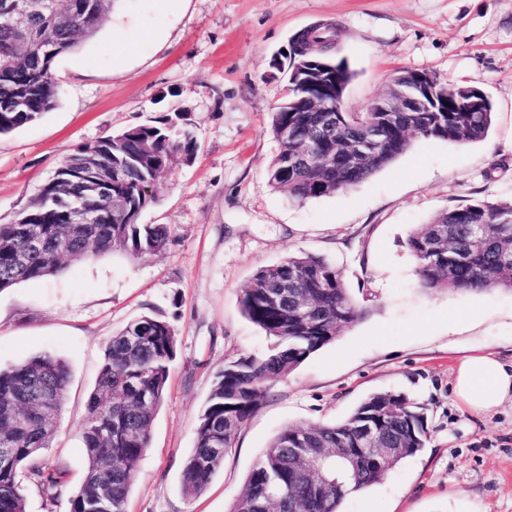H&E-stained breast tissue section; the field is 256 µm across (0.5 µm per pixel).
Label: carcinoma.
<instances>
[{
    "mask_svg": "<svg viewBox=\"0 0 512 512\" xmlns=\"http://www.w3.org/2000/svg\"><path fill=\"white\" fill-rule=\"evenodd\" d=\"M82 2L85 6L66 14L63 22L31 16L24 52L19 50L15 23L0 16V135L35 122L57 105L59 88L52 79L56 60L93 38L112 13L113 0ZM325 33L319 27L308 30L324 59L333 62L324 77L327 90L291 83L288 100L273 112L271 130L278 142L268 169L273 186L288 189L298 201L330 196L392 163L415 138L466 145L486 137L494 116L491 100H486L484 111H472L467 95L452 83L446 84V112H343L339 123H327L322 113L311 111L313 102L334 103L336 86L347 87L353 74L345 62L327 55L335 39ZM14 96L27 100L28 111L14 112L6 105ZM371 119L381 127L380 157L346 161L349 142ZM189 126V114L180 111L79 147L55 171L58 181H47L16 223L0 224V290L59 276L71 262L116 252L140 258L166 250L171 241L168 225L142 224L138 216H114L110 224L62 223L55 190L77 180L82 156L94 151L103 165H121L119 187L142 213L159 202L157 194L142 197L140 186L156 177L160 165L171 167L172 156L187 164L195 159L198 142ZM304 152L314 160L303 163ZM31 224L40 231V249L29 247ZM407 247L423 289L512 290V202L483 201L441 212L413 228ZM282 283L290 285L288 298L275 303L271 296ZM240 305L271 344L263 356L231 360L214 375L195 424V446L182 468V490L190 498L206 492L237 431L270 386L364 314L341 272L324 258L302 252L259 268L243 289ZM176 350L173 326L149 315L130 321L106 343L80 425L84 477L71 498V512H126ZM69 378L66 363L49 353L0 367V449H10L9 459L0 462V512H26L22 475L48 496L66 484L67 471L46 456L56 420L41 418L24 399V391L31 381L42 380L61 409ZM370 428L385 447L395 449L392 457L378 459L365 447ZM427 440L422 407L402 393L372 394L339 423L285 427L249 473L232 512H340L349 494L379 482L400 461L421 452ZM352 443L362 448L355 467L343 465L334 454V449ZM313 461L320 465L313 482H294L292 469Z\"/></svg>",
    "mask_w": 512,
    "mask_h": 512,
    "instance_id": "obj_1",
    "label": "carcinoma"
}]
</instances>
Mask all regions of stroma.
<instances>
[{
    "label": "stroma",
    "instance_id": "stroma-1",
    "mask_svg": "<svg viewBox=\"0 0 512 512\" xmlns=\"http://www.w3.org/2000/svg\"><path fill=\"white\" fill-rule=\"evenodd\" d=\"M118 20L125 42L106 26L60 57L57 106L0 135V224L13 223L79 146L126 127L185 110L200 148L161 178L159 203L140 217L171 227L165 251L74 262L0 290V366L49 352L70 371L48 450L68 468L67 483L52 500L26 484V512H70L84 473L80 424L105 345L144 314L173 326L178 351L127 512H230L285 426L341 422L380 392L424 408L428 442L346 497L341 512H512V402L478 415L453 393L462 358L512 361V290H422L405 246L438 213L512 201V0H126ZM321 23L340 31L332 55L353 74L348 111H367L398 71L424 70L490 95L487 137L414 139L389 166L326 197L299 202L271 185V118L288 95L272 63ZM300 251L334 264L366 313L268 390L207 491L187 498L183 461L215 373L270 345L242 314V290L258 268ZM460 310L474 319L456 322Z\"/></svg>",
    "mask_w": 512,
    "mask_h": 512
}]
</instances>
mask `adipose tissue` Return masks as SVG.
Masks as SVG:
<instances>
[{
  "instance_id": "1",
  "label": "adipose tissue",
  "mask_w": 512,
  "mask_h": 512,
  "mask_svg": "<svg viewBox=\"0 0 512 512\" xmlns=\"http://www.w3.org/2000/svg\"><path fill=\"white\" fill-rule=\"evenodd\" d=\"M453 392L468 410L493 412L512 398V368L492 353L464 358L455 370Z\"/></svg>"
}]
</instances>
